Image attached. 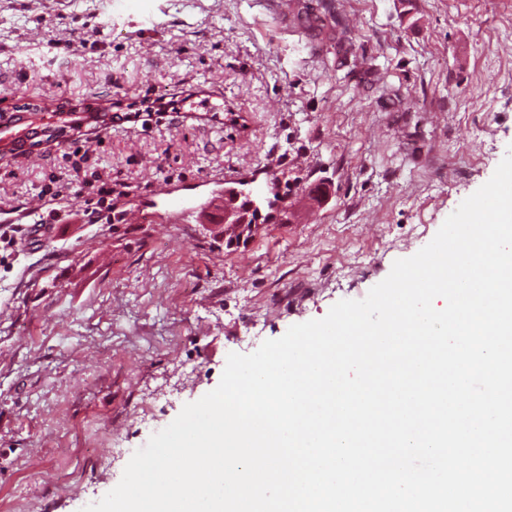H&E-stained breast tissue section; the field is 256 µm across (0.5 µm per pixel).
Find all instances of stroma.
<instances>
[{"label":"stroma","instance_id":"1","mask_svg":"<svg viewBox=\"0 0 512 512\" xmlns=\"http://www.w3.org/2000/svg\"><path fill=\"white\" fill-rule=\"evenodd\" d=\"M321 2L0 0V110L113 116L0 158V213L54 175L71 216L0 241V512L100 500L229 353L365 298L512 147V0ZM97 172L142 220L85 216ZM228 176L259 208L237 246L163 217Z\"/></svg>","mask_w":512,"mask_h":512}]
</instances>
